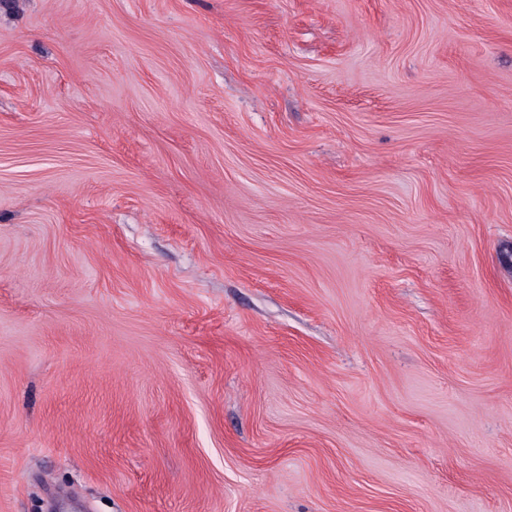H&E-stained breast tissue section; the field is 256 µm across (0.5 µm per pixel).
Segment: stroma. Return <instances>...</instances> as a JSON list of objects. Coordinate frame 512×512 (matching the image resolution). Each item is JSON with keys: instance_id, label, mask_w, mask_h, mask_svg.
Masks as SVG:
<instances>
[{"instance_id": "obj_1", "label": "stroma", "mask_w": 512, "mask_h": 512, "mask_svg": "<svg viewBox=\"0 0 512 512\" xmlns=\"http://www.w3.org/2000/svg\"><path fill=\"white\" fill-rule=\"evenodd\" d=\"M0 512H512V0H0Z\"/></svg>"}]
</instances>
